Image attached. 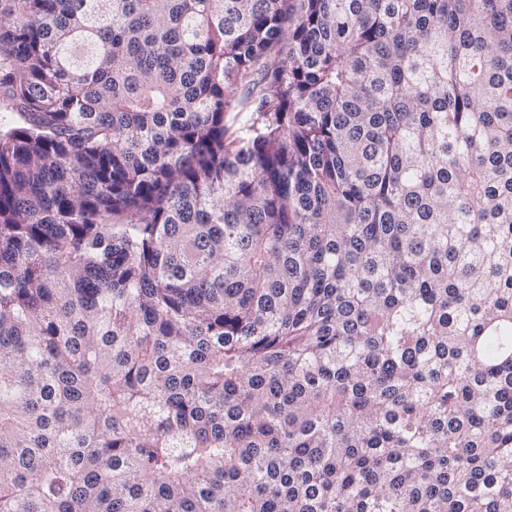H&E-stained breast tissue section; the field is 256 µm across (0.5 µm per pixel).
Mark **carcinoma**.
<instances>
[{"mask_svg": "<svg viewBox=\"0 0 512 512\" xmlns=\"http://www.w3.org/2000/svg\"><path fill=\"white\" fill-rule=\"evenodd\" d=\"M0 512H512V0H0Z\"/></svg>", "mask_w": 512, "mask_h": 512, "instance_id": "cac0c4a2", "label": "carcinoma"}]
</instances>
